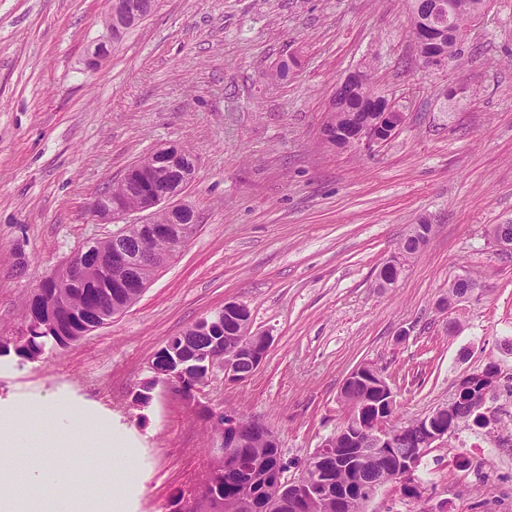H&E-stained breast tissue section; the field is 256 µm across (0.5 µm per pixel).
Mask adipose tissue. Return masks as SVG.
I'll return each mask as SVG.
<instances>
[{"instance_id": "ef3b65f1", "label": "adipose tissue", "mask_w": 512, "mask_h": 512, "mask_svg": "<svg viewBox=\"0 0 512 512\" xmlns=\"http://www.w3.org/2000/svg\"><path fill=\"white\" fill-rule=\"evenodd\" d=\"M38 417L51 423L62 449L56 456H35L27 448L25 423ZM75 432L48 404L14 405L0 409V454L8 456L9 464L0 467V512H72L71 501L63 496L70 480L69 463L75 451L69 443ZM23 476L28 485L57 489L51 501H20L14 493L15 476Z\"/></svg>"}]
</instances>
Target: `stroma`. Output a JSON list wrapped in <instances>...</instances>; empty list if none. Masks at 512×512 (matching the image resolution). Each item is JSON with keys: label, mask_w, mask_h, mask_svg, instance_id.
<instances>
[{"label": "stroma", "mask_w": 512, "mask_h": 512, "mask_svg": "<svg viewBox=\"0 0 512 512\" xmlns=\"http://www.w3.org/2000/svg\"><path fill=\"white\" fill-rule=\"evenodd\" d=\"M111 10L0 0V336L17 334L45 276L111 235L91 202L160 143L194 157L184 198L197 229L110 324L34 361L0 355V403L59 401L87 430L111 421L139 453L136 479L112 485L103 452L78 437L74 494L173 512L213 460L206 411L264 423L296 469L340 425L355 367L386 378L401 424L494 361L498 423L460 428L422 457L417 497L390 483L367 512H512V252L488 233L512 224V0H489L456 69L423 65L407 0H156L88 71ZM356 70L405 120L373 149L337 151L323 127ZM422 221L427 244L375 288ZM469 272L478 295L440 307ZM227 301L273 337L259 369L239 384L214 369L192 403L168 392L135 404L165 341Z\"/></svg>", "instance_id": "1"}]
</instances>
